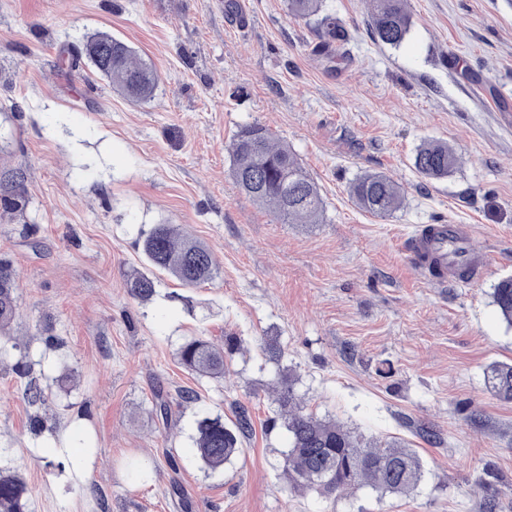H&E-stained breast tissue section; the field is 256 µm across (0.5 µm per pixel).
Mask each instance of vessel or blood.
Returning <instances> with one entry per match:
<instances>
[{
	"label": "vessel or blood",
	"instance_id": "1",
	"mask_svg": "<svg viewBox=\"0 0 512 512\" xmlns=\"http://www.w3.org/2000/svg\"><path fill=\"white\" fill-rule=\"evenodd\" d=\"M408 250L417 271L437 283L446 282L460 264L475 278L489 269L487 253L475 245L466 224L425 225L411 238Z\"/></svg>",
	"mask_w": 512,
	"mask_h": 512
}]
</instances>
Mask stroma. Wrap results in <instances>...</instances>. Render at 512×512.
I'll return each mask as SVG.
<instances>
[{"mask_svg":"<svg viewBox=\"0 0 512 512\" xmlns=\"http://www.w3.org/2000/svg\"><path fill=\"white\" fill-rule=\"evenodd\" d=\"M397 48L372 38L364 0H323L346 37L316 54L315 19L285 0H0V174L19 172L25 218L0 212V257L19 273L20 347L0 353V470L20 474L29 512H512V401L487 381L512 362V327L492 303L512 275V0H408ZM107 32L149 60L154 97L135 102L89 64L58 60ZM260 124L288 143L320 188L319 224H281L242 193L228 146ZM443 140L460 162L442 180L416 171ZM382 172L404 192L377 217L350 183ZM180 224L207 244L215 278L183 288L157 276L133 299L140 233ZM423 224H468L491 258L481 281L434 283L406 245ZM192 336H237L230 374L185 370ZM277 337L308 412L423 460L411 495L294 491L268 429ZM28 378L14 371L17 358ZM35 381L45 405H30ZM193 388L197 404L180 407ZM172 422L152 414L156 393ZM249 408L254 433L223 471L190 437L200 412ZM44 427L29 428L33 416ZM441 437L424 442L418 429ZM87 460L61 452L63 437ZM150 467L141 478L137 464Z\"/></svg>","mask_w":512,"mask_h":512,"instance_id":"35a3bbf8","label":"stroma"}]
</instances>
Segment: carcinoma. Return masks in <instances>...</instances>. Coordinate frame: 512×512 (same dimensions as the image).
<instances>
[{
    "label": "carcinoma",
    "mask_w": 512,
    "mask_h": 512,
    "mask_svg": "<svg viewBox=\"0 0 512 512\" xmlns=\"http://www.w3.org/2000/svg\"><path fill=\"white\" fill-rule=\"evenodd\" d=\"M322 0H288L289 12L298 18L319 14ZM369 21L377 41L397 47L409 33L410 17L406 0H368ZM318 25L327 41L322 48L331 51L341 37L336 18L325 15ZM89 62L105 76L112 88L134 101L152 98L157 74L147 60L137 56L124 41L106 32L90 36L70 53L68 67L76 69ZM229 153L232 176L239 189L266 207L281 224H318L323 214L319 187L287 144L278 141L260 124L247 125L235 134ZM459 162L455 150L442 140L429 141L418 150L414 165L422 177L440 180ZM354 203L374 216L387 217L403 205V191L392 177L366 172L349 186ZM0 202L4 209L23 213L25 193L18 174L0 177ZM141 252L147 271H134L126 279L128 293L145 303L155 296L154 272L169 275L183 288H196L216 273L210 248L187 234L177 224H153L142 234ZM17 274L12 264L0 259V341L10 342L12 325L18 313ZM492 303L502 320L512 326V276L497 281ZM237 346L234 337L217 344L204 336L185 340L177 355L180 364L192 373L222 379L227 357ZM491 389L500 398L512 401V363H494L488 373ZM273 417L268 424H281L288 432L289 448L282 457L281 470L298 488H319L325 492L369 487L382 494L409 495L423 477L418 453L396 443L362 444L343 424L319 419L305 412L296 392L295 378L280 371L270 387ZM253 432L249 411L241 407L231 423L217 415L196 421L192 436L198 459L211 472L224 470L240 453L242 443ZM0 512H27V486L13 472L0 471Z\"/></svg>",
    "instance_id": "1"
}]
</instances>
